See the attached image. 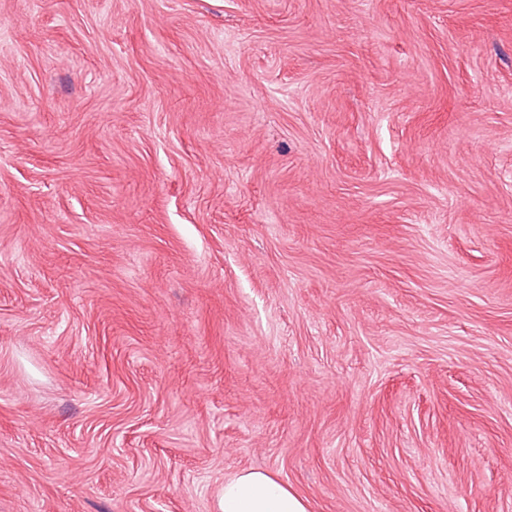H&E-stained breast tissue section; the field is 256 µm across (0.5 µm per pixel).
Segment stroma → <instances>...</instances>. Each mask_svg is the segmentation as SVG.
Wrapping results in <instances>:
<instances>
[{
  "instance_id": "1",
  "label": "stroma",
  "mask_w": 512,
  "mask_h": 512,
  "mask_svg": "<svg viewBox=\"0 0 512 512\" xmlns=\"http://www.w3.org/2000/svg\"><path fill=\"white\" fill-rule=\"evenodd\" d=\"M0 512H512V0H0ZM220 512H309L307 499L265 469H243L224 480Z\"/></svg>"
}]
</instances>
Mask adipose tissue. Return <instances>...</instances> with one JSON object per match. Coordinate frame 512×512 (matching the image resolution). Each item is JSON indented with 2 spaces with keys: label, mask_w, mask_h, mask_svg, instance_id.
<instances>
[{
  "label": "adipose tissue",
  "mask_w": 512,
  "mask_h": 512,
  "mask_svg": "<svg viewBox=\"0 0 512 512\" xmlns=\"http://www.w3.org/2000/svg\"><path fill=\"white\" fill-rule=\"evenodd\" d=\"M220 512H310L307 499L270 471L243 469L224 481Z\"/></svg>",
  "instance_id": "1"
}]
</instances>
